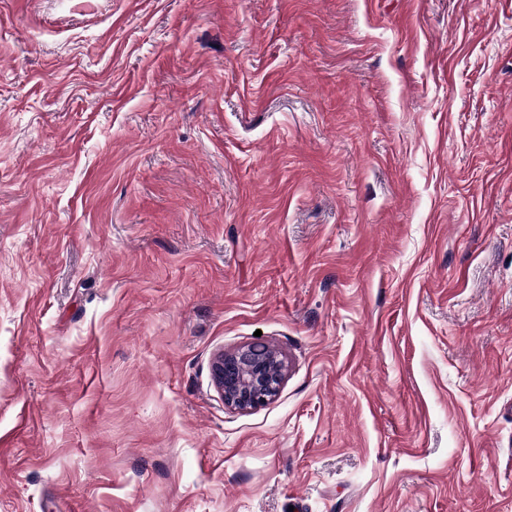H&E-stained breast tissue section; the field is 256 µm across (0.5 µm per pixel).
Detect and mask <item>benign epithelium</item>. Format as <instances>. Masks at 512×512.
I'll use <instances>...</instances> for the list:
<instances>
[{
  "instance_id": "1",
  "label": "benign epithelium",
  "mask_w": 512,
  "mask_h": 512,
  "mask_svg": "<svg viewBox=\"0 0 512 512\" xmlns=\"http://www.w3.org/2000/svg\"><path fill=\"white\" fill-rule=\"evenodd\" d=\"M211 370L224 405L242 412L275 400L286 375L285 362L277 351L253 344L218 354Z\"/></svg>"
}]
</instances>
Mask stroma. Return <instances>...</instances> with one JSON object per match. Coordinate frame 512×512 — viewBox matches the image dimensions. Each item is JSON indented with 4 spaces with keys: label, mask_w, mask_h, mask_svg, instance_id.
<instances>
[{
    "label": "stroma",
    "mask_w": 512,
    "mask_h": 512,
    "mask_svg": "<svg viewBox=\"0 0 512 512\" xmlns=\"http://www.w3.org/2000/svg\"><path fill=\"white\" fill-rule=\"evenodd\" d=\"M0 512H512V0H0ZM280 356L269 347L253 344L218 354L211 370L225 406L248 412L275 400L286 375Z\"/></svg>",
    "instance_id": "1"
}]
</instances>
